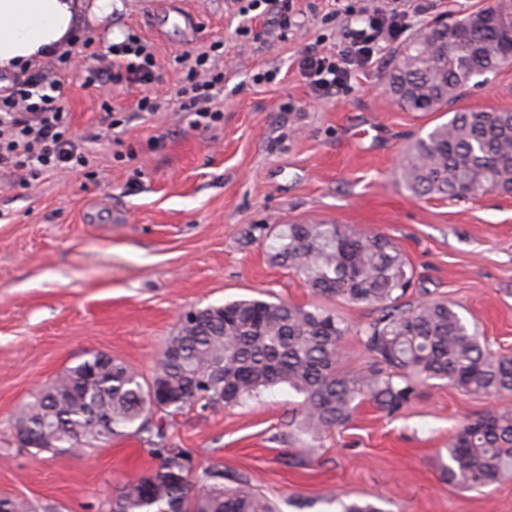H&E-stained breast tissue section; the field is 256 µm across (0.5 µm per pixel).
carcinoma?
I'll return each mask as SVG.
<instances>
[{"instance_id": "carcinoma-1", "label": "carcinoma", "mask_w": 512, "mask_h": 512, "mask_svg": "<svg viewBox=\"0 0 512 512\" xmlns=\"http://www.w3.org/2000/svg\"><path fill=\"white\" fill-rule=\"evenodd\" d=\"M512 0H495L449 23L428 24L394 50L387 93L412 112H435L460 97L474 78L512 65ZM462 24L457 40L448 24ZM398 175L415 197L465 201L486 191L512 193V111L456 110L411 139ZM271 260L294 270L316 297L372 308L357 326L339 311L260 298L192 307L180 313L152 373L145 376L95 355L68 368L23 405L14 431L29 448L55 456L130 434L156 461L126 480L98 512H275L249 478L196 463L172 446L170 428L184 410L217 412L286 384L302 401L297 427L312 436L346 425L369 399L388 417L418 386L445 381L475 396L512 393V353L491 352L476 328L446 299L405 297L414 273L382 234L342 224H284ZM372 359L365 373L340 370L347 337ZM443 475L453 486L483 488L512 469V410L488 412L448 439ZM336 512H388L370 501L328 494ZM0 512H56L25 498H0Z\"/></svg>"}]
</instances>
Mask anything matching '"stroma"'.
Masks as SVG:
<instances>
[{
    "label": "stroma",
    "mask_w": 512,
    "mask_h": 512,
    "mask_svg": "<svg viewBox=\"0 0 512 512\" xmlns=\"http://www.w3.org/2000/svg\"><path fill=\"white\" fill-rule=\"evenodd\" d=\"M406 0L411 32L490 0ZM119 35L151 43L161 78L147 87H71L62 103L88 154L87 172H51L26 189L0 171V497L96 512L153 461L139 437L74 455H33L14 440L20 407L69 367L102 352L149 374L180 312L242 298L311 303L295 272L270 260L281 224H343L384 234L429 297L458 302L492 351L512 352V194L469 201L412 196L395 170L408 139L446 122L412 112L384 87L391 48L356 70L333 99L316 96L301 69L306 50L335 52L346 8L376 0H294V23L243 16L237 0H122ZM178 8L190 25L160 24ZM335 21H326V14ZM248 36H237L240 27ZM205 53L224 74V117L191 125L177 91L182 51ZM269 72V81L253 82ZM154 114L136 111L142 95ZM512 110V66L453 103ZM121 123L108 127L109 108ZM300 400L288 385L220 412L197 408L171 427L176 447L245 475L259 492L289 500L337 491L382 497L394 512H512V474L468 490L441 474L448 438L466 419L505 408L512 394L478 398L425 385L396 418L365 401L345 426L314 440L289 433Z\"/></svg>",
    "instance_id": "35a3bbf8"
}]
</instances>
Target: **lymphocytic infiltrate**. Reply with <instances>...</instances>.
Wrapping results in <instances>:
<instances>
[{
  "label": "lymphocytic infiltrate",
  "instance_id": "obj_1",
  "mask_svg": "<svg viewBox=\"0 0 512 512\" xmlns=\"http://www.w3.org/2000/svg\"><path fill=\"white\" fill-rule=\"evenodd\" d=\"M405 31L402 10L395 0H384L383 6L364 17L362 26L343 28L335 53L308 49L301 59V70L317 96L333 98L347 87L353 67L370 63L384 44L400 40ZM174 61L184 68L178 95L185 107L193 110L195 126L219 122L223 111L216 98L224 86L223 73L206 72L208 57L204 54L193 57L185 52L176 55ZM70 69V59L60 56L25 73L10 87L0 88V170L13 174L16 186H27L47 171L74 170L89 164L62 106ZM157 77L150 45L132 33L112 44L95 64L86 66L79 75V86L130 89L150 85Z\"/></svg>",
  "mask_w": 512,
  "mask_h": 512
}]
</instances>
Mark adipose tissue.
<instances>
[{"instance_id": "ef3b65f1", "label": "adipose tissue", "mask_w": 512, "mask_h": 512, "mask_svg": "<svg viewBox=\"0 0 512 512\" xmlns=\"http://www.w3.org/2000/svg\"><path fill=\"white\" fill-rule=\"evenodd\" d=\"M114 9L115 0H0V71L69 50L80 29L111 19Z\"/></svg>"}]
</instances>
